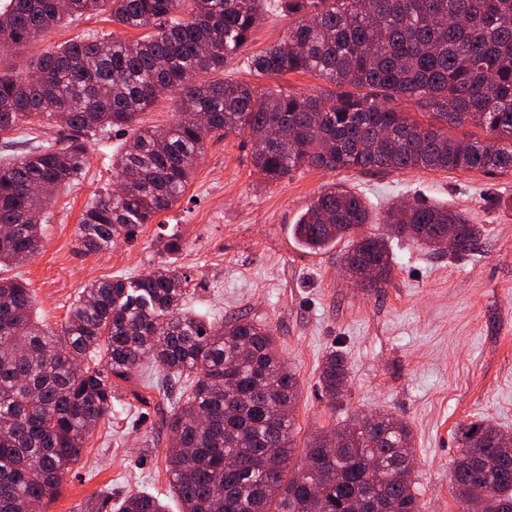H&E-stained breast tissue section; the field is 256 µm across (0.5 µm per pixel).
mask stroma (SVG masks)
<instances>
[{
  "mask_svg": "<svg viewBox=\"0 0 512 512\" xmlns=\"http://www.w3.org/2000/svg\"><path fill=\"white\" fill-rule=\"evenodd\" d=\"M288 25V17L265 4L250 42L225 66V79L258 89L328 91L327 82L307 74L270 78L250 71L248 57L282 40ZM91 30L125 40L142 35L116 26L104 10L64 21L24 49H0V69L20 68ZM124 139L116 129L89 138L80 176L45 208L42 252L0 270L27 282L40 324L60 331L88 281L175 269L194 287L187 305L197 313L244 315L270 327L298 379L297 447L330 419L394 414L412 431L423 512H460L451 482L460 425L483 419L512 434V172L300 168L275 183L254 171L246 137L213 135L173 209L106 251L79 252L81 214L111 187V158ZM332 183L360 195L372 213L365 232L389 240L393 264L382 287L359 288L346 277V242L311 252L292 235L293 224ZM417 201L462 213L480 230L474 249L458 257L391 236L389 208ZM174 236L181 241L177 252L167 247ZM333 349L349 371L334 404L318 378ZM147 396L150 407L113 413L98 426L43 512H93L135 492L160 496L168 512H181L168 491V403L157 391Z\"/></svg>",
  "mask_w": 512,
  "mask_h": 512,
  "instance_id": "obj_1",
  "label": "stroma"
}]
</instances>
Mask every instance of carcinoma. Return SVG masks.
Listing matches in <instances>:
<instances>
[{"label": "carcinoma", "mask_w": 512, "mask_h": 512, "mask_svg": "<svg viewBox=\"0 0 512 512\" xmlns=\"http://www.w3.org/2000/svg\"><path fill=\"white\" fill-rule=\"evenodd\" d=\"M263 0H5L0 45L21 49L72 16L111 7L112 22L153 33L129 42L98 31L41 54L23 70L0 71V142L22 124L48 119L60 139L0 160V267L41 253L45 202L74 181L87 137L132 129L112 154L114 183L85 208L84 253L133 237L184 195L215 133L245 135L251 163L268 181L299 167L401 171L512 172V0H276L298 17L283 40L247 59L269 77L313 74L334 94L257 90L205 80L238 56ZM173 96L175 121L136 125ZM411 101L433 122L398 110ZM473 126L482 139L449 129ZM392 232L439 250L438 230L465 226L457 254L480 230L437 204L392 210ZM371 212L357 194L324 190L293 235L306 249L345 239L346 266L393 258L385 238L361 234ZM186 280L169 267L139 278L88 283L60 333L33 320L22 280L0 278V512H33L61 489L99 423L122 405L118 384L145 360L149 387L173 399L165 462L182 512H421L412 491V433L379 413L335 421L313 435L303 466L294 455L296 373L278 355L269 326L244 315L214 324L184 309ZM348 368L332 350L319 383L336 402ZM453 468L462 512H512V436L485 420L459 429ZM118 512H164L160 497L125 496Z\"/></svg>", "instance_id": "obj_1"}]
</instances>
